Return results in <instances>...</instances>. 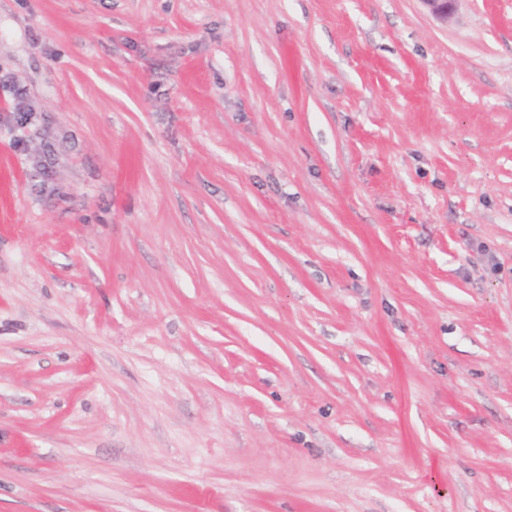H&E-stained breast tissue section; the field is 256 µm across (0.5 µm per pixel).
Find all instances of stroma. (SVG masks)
<instances>
[{
  "mask_svg": "<svg viewBox=\"0 0 512 512\" xmlns=\"http://www.w3.org/2000/svg\"><path fill=\"white\" fill-rule=\"evenodd\" d=\"M0 512H512V0H0Z\"/></svg>",
  "mask_w": 512,
  "mask_h": 512,
  "instance_id": "1",
  "label": "stroma"
}]
</instances>
